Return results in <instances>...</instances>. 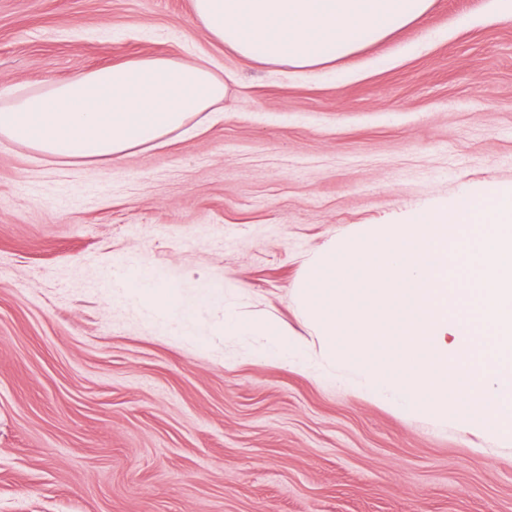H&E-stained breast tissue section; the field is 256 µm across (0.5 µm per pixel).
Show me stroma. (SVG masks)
<instances>
[{"instance_id":"obj_1","label":"stroma","mask_w":512,"mask_h":512,"mask_svg":"<svg viewBox=\"0 0 512 512\" xmlns=\"http://www.w3.org/2000/svg\"><path fill=\"white\" fill-rule=\"evenodd\" d=\"M432 0L304 75L212 42L192 0H0V88L137 55L229 77L204 132L112 164L0 139V512H512V446L255 359L225 305L309 344L306 259L435 201L512 189V22ZM193 301L184 329L113 265Z\"/></svg>"}]
</instances>
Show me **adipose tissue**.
Returning a JSON list of instances; mask_svg holds the SVG:
<instances>
[{"mask_svg": "<svg viewBox=\"0 0 512 512\" xmlns=\"http://www.w3.org/2000/svg\"><path fill=\"white\" fill-rule=\"evenodd\" d=\"M206 33L238 56L313 70L354 55L423 14L431 0H194ZM223 75L200 62L143 55L32 90H0V138L69 163L109 162L196 129L224 101ZM129 294L150 312L191 320L194 303L164 283L134 281Z\"/></svg>", "mask_w": 512, "mask_h": 512, "instance_id": "ef3b65f1", "label": "adipose tissue"}]
</instances>
